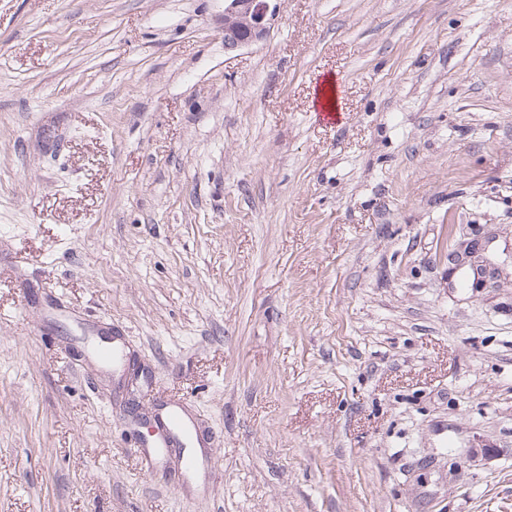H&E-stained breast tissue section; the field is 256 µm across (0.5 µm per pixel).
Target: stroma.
<instances>
[{
	"instance_id": "stroma-1",
	"label": "stroma",
	"mask_w": 512,
	"mask_h": 512,
	"mask_svg": "<svg viewBox=\"0 0 512 512\" xmlns=\"http://www.w3.org/2000/svg\"><path fill=\"white\" fill-rule=\"evenodd\" d=\"M269 27L0 0V512H512V0ZM463 235L500 287H461ZM153 402L213 467L142 468ZM121 353V339L117 336H114V339L112 340V346L104 345L97 347L92 353V358L103 367L112 370L119 367L121 362Z\"/></svg>"
}]
</instances>
